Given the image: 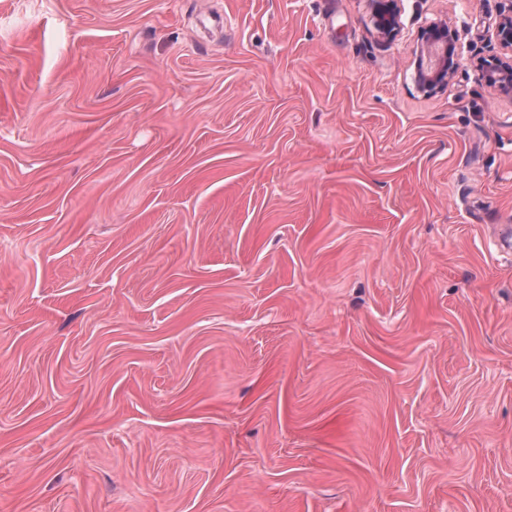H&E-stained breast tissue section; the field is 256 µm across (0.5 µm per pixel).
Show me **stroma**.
I'll return each instance as SVG.
<instances>
[{"mask_svg":"<svg viewBox=\"0 0 512 512\" xmlns=\"http://www.w3.org/2000/svg\"><path fill=\"white\" fill-rule=\"evenodd\" d=\"M396 5L0 0V512H512L506 4ZM372 4L376 28L388 38L394 37L399 29L395 0H372ZM423 46L417 56L416 81L423 90L433 91L448 84L457 69V45L455 34L448 30V24H430L422 37ZM431 50H437L434 62H429ZM497 67L495 73H490L486 71V74L483 76V80L485 85L488 88H491L495 92H499L501 94L512 95V63H511V55L510 61H506L501 64H495Z\"/></svg>","mask_w":512,"mask_h":512,"instance_id":"1","label":"stroma"}]
</instances>
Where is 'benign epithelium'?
<instances>
[{"label":"benign epithelium","instance_id":"7a95c632","mask_svg":"<svg viewBox=\"0 0 512 512\" xmlns=\"http://www.w3.org/2000/svg\"><path fill=\"white\" fill-rule=\"evenodd\" d=\"M376 28L392 38L399 29L395 0H372ZM496 37L502 49L512 53V4L500 15ZM423 46L417 56L416 81L423 90L433 91L448 84L457 69V45L455 34L448 24H430L422 37ZM487 87L501 94L512 95V63L497 65L496 72L483 76Z\"/></svg>","mask_w":512,"mask_h":512}]
</instances>
